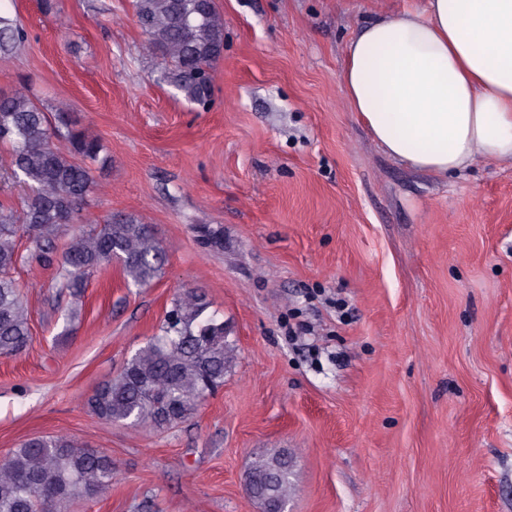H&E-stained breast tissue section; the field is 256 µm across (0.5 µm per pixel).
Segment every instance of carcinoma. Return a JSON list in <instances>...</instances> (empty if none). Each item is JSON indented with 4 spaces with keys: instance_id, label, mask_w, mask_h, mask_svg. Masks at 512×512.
<instances>
[{
    "instance_id": "cac0c4a2",
    "label": "carcinoma",
    "mask_w": 512,
    "mask_h": 512,
    "mask_svg": "<svg viewBox=\"0 0 512 512\" xmlns=\"http://www.w3.org/2000/svg\"><path fill=\"white\" fill-rule=\"evenodd\" d=\"M138 24L149 47L161 57V79L202 108L212 94L210 70L224 54V14L215 0H135ZM17 19L0 11V52L25 42ZM66 104L55 117L45 112L25 83L0 93V145L8 147L11 177L30 190L20 207L0 203V357L21 353L30 341V316L13 276L22 261L17 243L35 244L37 257L55 264L59 287L77 299L87 278L112 263L127 285L142 288L160 274L166 254L150 227L134 215L101 223L81 213L98 186L93 165L101 139L67 121ZM79 219L61 257L53 259L62 226ZM209 303L194 289L172 299L160 333L138 350L115 377L86 399L100 419L165 429L184 421L207 395L224 383L234 344L224 322L208 313ZM288 452L259 455L246 479L250 494L273 512L293 492ZM118 471L112 457L85 448L67 434L26 440L0 461V512H70L81 500L112 491Z\"/></svg>"
}]
</instances>
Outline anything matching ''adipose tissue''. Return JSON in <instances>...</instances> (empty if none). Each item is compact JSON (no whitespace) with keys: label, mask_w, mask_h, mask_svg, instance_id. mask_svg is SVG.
<instances>
[{"label":"adipose tissue","mask_w":512,"mask_h":512,"mask_svg":"<svg viewBox=\"0 0 512 512\" xmlns=\"http://www.w3.org/2000/svg\"><path fill=\"white\" fill-rule=\"evenodd\" d=\"M338 80L379 147L409 168L512 164V0H424L377 16L347 43Z\"/></svg>","instance_id":"obj_1"}]
</instances>
